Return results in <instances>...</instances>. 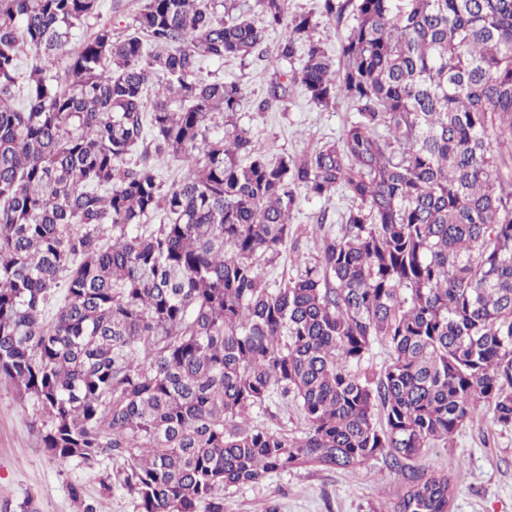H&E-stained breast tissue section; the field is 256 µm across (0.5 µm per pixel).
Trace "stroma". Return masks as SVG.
<instances>
[{"instance_id":"obj_1","label":"stroma","mask_w":512,"mask_h":512,"mask_svg":"<svg viewBox=\"0 0 512 512\" xmlns=\"http://www.w3.org/2000/svg\"><path fill=\"white\" fill-rule=\"evenodd\" d=\"M204 72L247 85L250 100L239 112L241 125L251 128L256 149L272 154H299L337 141L343 127L357 114L346 102L323 108L303 92H295L285 105L265 112L254 109L267 94L270 71L263 61L228 59L205 62ZM352 201L344 191L327 199L301 200L292 222L301 226L298 248H284L274 264L263 267L269 281L295 275V250L315 257L321 229L313 218L326 212L327 229L339 230L341 217ZM33 402L21 397L14 385L0 377V512H22L34 505L37 512H82L84 504H97L101 512H137L135 500L119 480V466L98 457L72 459L58 465L42 448L32 429ZM252 425L294 436L307 429L297 403L273 398L250 414ZM415 469L451 480L448 512H512V426L498 424L491 411L480 410L454 434L449 444H432L413 460ZM401 474L376 459L354 469L302 466L272 474L258 484L228 487L224 512H387L406 493Z\"/></svg>"}]
</instances>
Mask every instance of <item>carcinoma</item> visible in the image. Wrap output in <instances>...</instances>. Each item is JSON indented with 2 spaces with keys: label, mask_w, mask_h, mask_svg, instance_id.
Listing matches in <instances>:
<instances>
[{
  "label": "carcinoma",
  "mask_w": 512,
  "mask_h": 512,
  "mask_svg": "<svg viewBox=\"0 0 512 512\" xmlns=\"http://www.w3.org/2000/svg\"><path fill=\"white\" fill-rule=\"evenodd\" d=\"M258 2L259 23L140 0L68 52L100 0H0V376L50 458L119 462L139 512L379 456L407 473L394 512H448V479L408 461L482 407L512 425V0H322L328 21L353 6L335 60L290 0ZM252 55L274 67L257 111L299 88L358 118L256 150L247 87L202 75ZM338 189L339 233L270 284L301 195ZM376 340L385 370L355 373ZM276 396L304 436L251 425Z\"/></svg>",
  "instance_id": "cac0c4a2"
}]
</instances>
